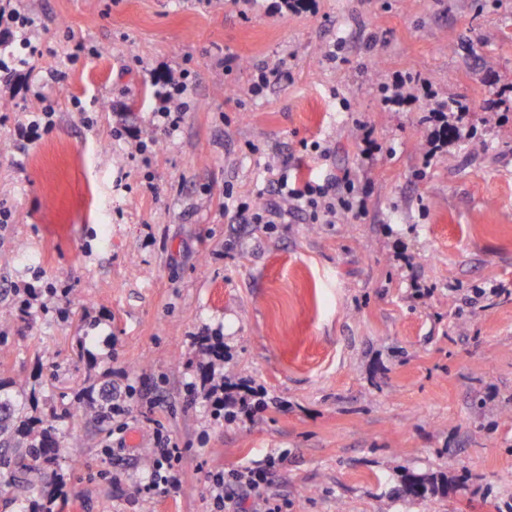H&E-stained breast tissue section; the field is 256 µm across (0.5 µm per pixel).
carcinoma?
I'll return each mask as SVG.
<instances>
[{"label": "carcinoma", "mask_w": 512, "mask_h": 512, "mask_svg": "<svg viewBox=\"0 0 512 512\" xmlns=\"http://www.w3.org/2000/svg\"><path fill=\"white\" fill-rule=\"evenodd\" d=\"M35 394L27 392L23 379L0 380V485L22 489L42 500L41 512H50L56 501L54 475L60 453L59 427L74 416L72 404L49 408L44 417L29 414ZM79 411L102 424L112 422V394L97 389L89 376L77 394ZM448 480L437 476L405 473L401 492L415 500L443 493Z\"/></svg>", "instance_id": "obj_1"}]
</instances>
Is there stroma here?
Listing matches in <instances>:
<instances>
[{
  "mask_svg": "<svg viewBox=\"0 0 512 512\" xmlns=\"http://www.w3.org/2000/svg\"><path fill=\"white\" fill-rule=\"evenodd\" d=\"M309 2H30L44 50L12 43L32 72L0 86V378H29L42 411L90 370L136 390L127 415L70 426L56 512H217L213 475L271 456L239 512H512V0ZM273 68L289 79L252 93ZM398 74L415 98L389 109ZM181 77L187 110L158 128ZM465 99L460 137L425 160L433 102ZM44 100L54 128L17 150ZM346 171L359 218L315 224L274 191ZM228 190L280 218L239 223ZM27 282L45 306L23 316ZM205 337L225 381L257 388L249 418L189 394ZM160 435L183 450L178 486L137 493ZM408 471L447 493L411 501Z\"/></svg>",
  "mask_w": 512,
  "mask_h": 512,
  "instance_id": "1",
  "label": "stroma"
}]
</instances>
